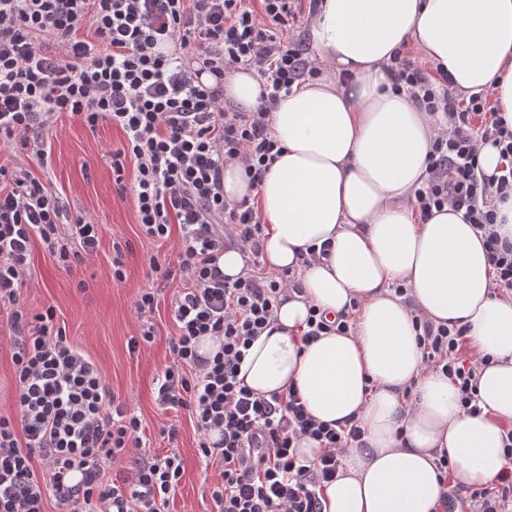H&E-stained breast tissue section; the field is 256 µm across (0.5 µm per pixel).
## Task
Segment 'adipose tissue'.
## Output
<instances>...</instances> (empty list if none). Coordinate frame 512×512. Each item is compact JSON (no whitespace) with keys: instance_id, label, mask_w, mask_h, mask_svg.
I'll use <instances>...</instances> for the list:
<instances>
[{"instance_id":"obj_1","label":"adipose tissue","mask_w":512,"mask_h":512,"mask_svg":"<svg viewBox=\"0 0 512 512\" xmlns=\"http://www.w3.org/2000/svg\"><path fill=\"white\" fill-rule=\"evenodd\" d=\"M311 37L324 66L270 114L281 148L263 182L224 166V196L257 201L267 270L300 276L275 319L249 347L239 376L270 395L296 387L310 414L357 420L362 447L343 453L324 512H438L450 488L488 485L504 472L512 423V296L494 295L483 239L445 206L421 219L412 193L438 128L385 74L414 47L447 68L461 94L493 90L512 125V0H322ZM329 243L327 256L308 249ZM406 295H397L395 285ZM348 334L306 344L309 308ZM466 326L484 359L479 414L456 388L425 371L415 320ZM451 461L449 478L436 466Z\"/></svg>"}]
</instances>
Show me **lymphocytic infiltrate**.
Listing matches in <instances>:
<instances>
[{"label": "lymphocytic infiltrate", "mask_w": 512, "mask_h": 512, "mask_svg": "<svg viewBox=\"0 0 512 512\" xmlns=\"http://www.w3.org/2000/svg\"><path fill=\"white\" fill-rule=\"evenodd\" d=\"M319 0H0V142L47 164L43 132L70 113L89 128L122 129L123 149L112 170L133 162L130 192L147 239L179 230L174 261L150 257L151 271L179 277L171 300L177 334L172 361L154 379L157 403L190 411L198 448L219 466L210 484L217 512H323L321 492L334 481L343 448L361 443L359 423L337 427L314 419L296 389L264 395L238 377L246 352L270 325L282 293L299 289L288 273L266 271L258 206L224 198V164L242 159L261 183L278 144L269 114L294 83L319 75L305 42L284 35ZM93 29L91 41L80 30ZM256 69L265 88L259 104L240 112L224 106V73ZM393 90L439 116L442 129L416 192L420 216L445 205L464 210L484 234L496 289L512 292V243L494 229L500 203L512 199V126L491 93L462 96L447 68L419 65L398 51L386 68ZM210 83H203L202 75ZM498 148L501 172L485 175L483 144ZM66 209L26 167L0 165V317L5 318L18 387V418L0 414V512H167L184 473L179 453L140 458L120 485L104 480L115 458L142 443V421L117 402L97 366L72 346L54 308L30 313L20 295L28 283L31 247L41 239L61 267L93 259L100 227L87 216L62 224ZM251 257L244 275L228 280L225 249ZM426 369L448 377L464 412H477L478 359L465 327L417 320ZM220 346L204 355L199 343ZM316 440L311 464L294 440ZM509 462L494 486L446 496L469 512H504L512 502V428L504 438Z\"/></svg>", "instance_id": "f902f5d3"}]
</instances>
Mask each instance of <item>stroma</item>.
<instances>
[{"instance_id":"1","label":"stroma","mask_w":512,"mask_h":512,"mask_svg":"<svg viewBox=\"0 0 512 512\" xmlns=\"http://www.w3.org/2000/svg\"><path fill=\"white\" fill-rule=\"evenodd\" d=\"M48 142V165L33 166V174L63 195L70 216L93 217L101 226V240L95 259L73 264L67 272L58 268L41 242H34L31 282L20 301L35 313L55 308L71 343L98 366L112 391L142 419L147 453L178 450L185 471L169 512H213L206 463L198 453V434L188 411L162 410L152 395L154 376L171 360L169 341L176 327L170 301L180 283L156 282L148 263L159 251L175 257L181 240L174 235L163 248H156L136 222L132 197H121L109 158L110 151L122 146L120 129L105 122L92 130L64 113L52 126ZM116 241L127 246L125 280L118 286L108 277ZM153 286L160 294L153 315L155 336L151 344L132 354L128 342L138 332L135 297L140 289ZM169 427L178 432L176 442H168L163 434Z\"/></svg>"}]
</instances>
